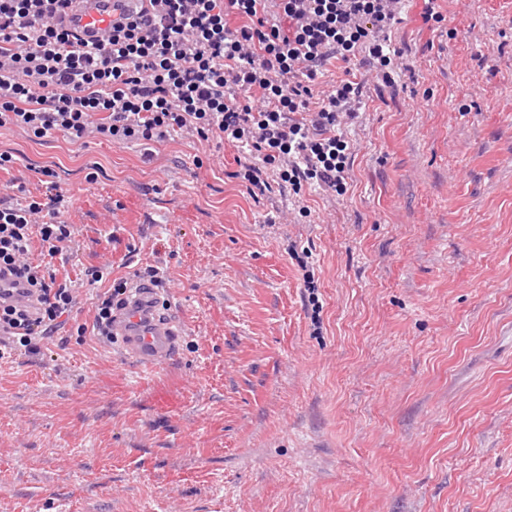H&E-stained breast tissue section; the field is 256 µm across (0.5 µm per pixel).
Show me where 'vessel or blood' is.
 I'll return each instance as SVG.
<instances>
[{
  "label": "vessel or blood",
  "mask_w": 512,
  "mask_h": 512,
  "mask_svg": "<svg viewBox=\"0 0 512 512\" xmlns=\"http://www.w3.org/2000/svg\"><path fill=\"white\" fill-rule=\"evenodd\" d=\"M126 3L127 0H77L70 14L71 24L82 38H104ZM112 334L132 362L152 369L170 360L182 331L172 320L159 319L154 306L137 296L125 313L116 315Z\"/></svg>",
  "instance_id": "1"
}]
</instances>
